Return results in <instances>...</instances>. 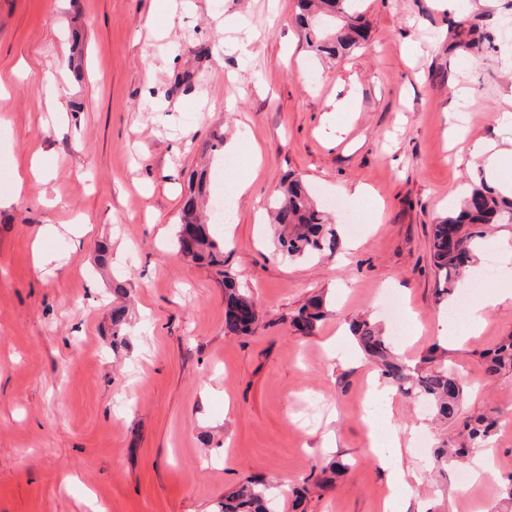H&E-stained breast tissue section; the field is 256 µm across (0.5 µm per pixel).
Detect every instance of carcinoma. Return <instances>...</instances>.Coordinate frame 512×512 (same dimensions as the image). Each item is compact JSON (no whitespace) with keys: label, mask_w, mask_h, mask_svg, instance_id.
<instances>
[{"label":"carcinoma","mask_w":512,"mask_h":512,"mask_svg":"<svg viewBox=\"0 0 512 512\" xmlns=\"http://www.w3.org/2000/svg\"><path fill=\"white\" fill-rule=\"evenodd\" d=\"M359 0H296L295 21L309 51L318 58L341 59L366 38L364 16ZM219 185L207 169L197 175V195L186 200L177 225L178 250L194 262L211 268L224 284L227 329L239 336H250L258 328L259 314L254 302L237 286L234 275L224 268V240L215 238L199 199ZM273 224L277 227L279 250L293 258L308 259L336 253L339 237L330 213L322 210L301 177L292 173L283 180L279 195L271 203ZM493 224H512V198L503 196L486 179L479 178L459 207L432 226L431 254L439 275L438 298H448L468 275L475 262V250L483 244L486 229ZM327 314L326 303L316 297L299 309L292 320L304 336L315 334ZM350 332L358 350L376 363L381 376L403 393L413 392L429 401L437 416L448 420L459 416L464 389L451 369H432L440 346L434 344L410 368L393 352L389 339L368 319H355ZM485 371L494 375L512 369V335L481 354ZM497 420L479 415L463 418L465 441L454 448L444 444L434 452L442 467L470 458L477 448L489 444ZM269 485L256 475L242 478L237 487L218 503V512H271Z\"/></svg>","instance_id":"carcinoma-1"}]
</instances>
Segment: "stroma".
I'll return each instance as SVG.
<instances>
[{
    "label": "stroma",
    "mask_w": 512,
    "mask_h": 512,
    "mask_svg": "<svg viewBox=\"0 0 512 512\" xmlns=\"http://www.w3.org/2000/svg\"><path fill=\"white\" fill-rule=\"evenodd\" d=\"M295 0H0V512H216L241 477L272 488L274 512L334 460L306 512H458V464L434 467L459 421L435 423L414 395L369 391L374 366L348 334L367 316L417 359L438 342L429 239L484 168L474 140L512 153V0H361L368 39L341 61L309 52ZM236 173L224 257L263 321L224 325V288L174 247L190 176L216 128ZM25 172L16 187L11 169ZM333 202L340 247L291 261L266 208L288 172ZM370 198L353 202L345 188ZM82 232L73 248L74 232ZM512 224L488 233L459 293L487 282ZM52 254L38 265L35 249ZM329 302L315 335L291 324ZM127 333L112 335L113 306ZM512 335V300L476 335L442 342L467 415L494 413L484 456L512 475V371L487 378L482 352ZM409 432L412 477L388 489L368 418ZM469 512H512L494 485Z\"/></svg>",
    "instance_id": "stroma-1"
}]
</instances>
